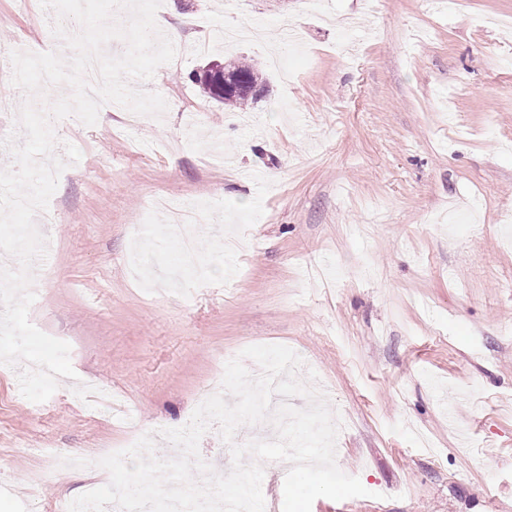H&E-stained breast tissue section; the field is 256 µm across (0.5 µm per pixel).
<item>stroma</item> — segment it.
<instances>
[{
    "instance_id": "stroma-1",
    "label": "stroma",
    "mask_w": 512,
    "mask_h": 512,
    "mask_svg": "<svg viewBox=\"0 0 512 512\" xmlns=\"http://www.w3.org/2000/svg\"><path fill=\"white\" fill-rule=\"evenodd\" d=\"M512 0H164L192 53L158 67L162 119L103 105L95 126L55 122L81 152L51 198L54 248L30 319L68 342L79 379L134 403L136 425L67 382L25 399L0 365V512L82 494L91 459L132 432L174 428L251 345L292 348L341 422L336 462L368 494L311 512H512ZM295 32L224 46L225 27ZM0 138L21 102L16 43L65 52L38 0H0ZM256 64L265 94L242 111L191 78L208 62ZM198 205L199 263L179 293L149 294L134 249L169 268L175 247L146 202Z\"/></svg>"
}]
</instances>
